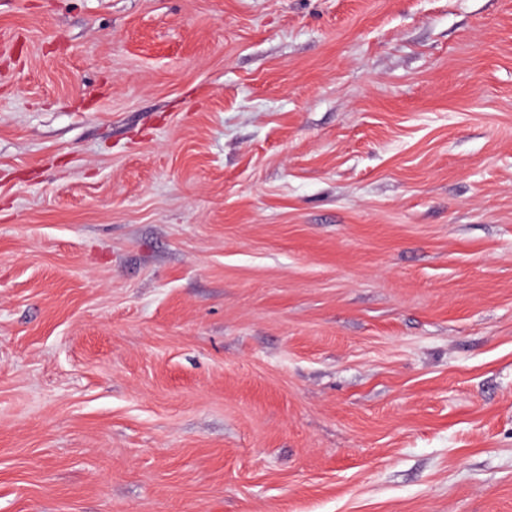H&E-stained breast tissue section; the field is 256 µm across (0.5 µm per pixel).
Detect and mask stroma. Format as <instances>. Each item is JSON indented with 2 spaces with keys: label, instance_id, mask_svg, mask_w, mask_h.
<instances>
[{
  "label": "stroma",
  "instance_id": "35a3bbf8",
  "mask_svg": "<svg viewBox=\"0 0 512 512\" xmlns=\"http://www.w3.org/2000/svg\"><path fill=\"white\" fill-rule=\"evenodd\" d=\"M0 512H512V0H0Z\"/></svg>",
  "mask_w": 512,
  "mask_h": 512
}]
</instances>
